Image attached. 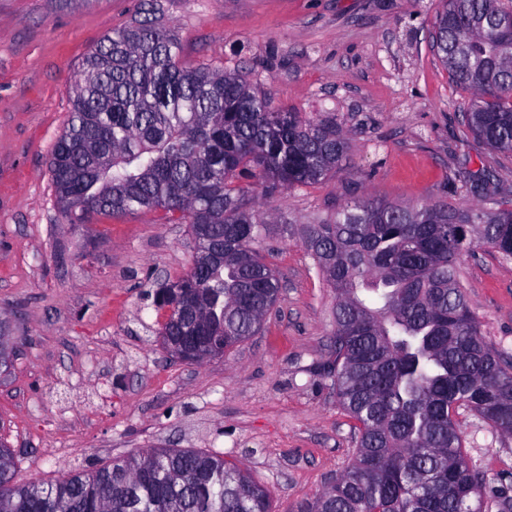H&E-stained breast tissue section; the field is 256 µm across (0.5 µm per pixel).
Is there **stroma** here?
<instances>
[{"mask_svg": "<svg viewBox=\"0 0 512 512\" xmlns=\"http://www.w3.org/2000/svg\"><path fill=\"white\" fill-rule=\"evenodd\" d=\"M157 4L187 64L235 68L274 107L332 117L349 140L320 183L262 198L275 220L258 245L281 291L261 331L187 364L154 330L148 296L189 268L187 225L163 210L67 223L49 171L74 76L104 35ZM440 0H0V440L16 483H54L135 451L223 454L299 506L349 463L358 425L327 376L330 288L282 222L310 224L369 197L402 206L512 208V155L458 123L470 93L431 48ZM495 177L492 199L469 175ZM458 274L485 338L512 362V259L482 247ZM457 419L488 493L512 500V437L468 410Z\"/></svg>", "mask_w": 512, "mask_h": 512, "instance_id": "1", "label": "stroma"}]
</instances>
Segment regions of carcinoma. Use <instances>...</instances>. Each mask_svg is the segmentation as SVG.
Returning a JSON list of instances; mask_svg holds the SVG:
<instances>
[{
  "instance_id": "carcinoma-1",
  "label": "carcinoma",
  "mask_w": 512,
  "mask_h": 512,
  "mask_svg": "<svg viewBox=\"0 0 512 512\" xmlns=\"http://www.w3.org/2000/svg\"><path fill=\"white\" fill-rule=\"evenodd\" d=\"M434 54L472 94L460 124L512 154V0H443ZM51 151L69 224L163 209L189 225L191 264L165 303L159 336H222L224 352L259 331L280 283L255 244L272 215L248 196L320 182L349 143L333 118L273 109L235 68L189 66L149 13L85 58ZM332 288L334 363L357 421L351 465L300 512H466L486 486L456 422L466 408L512 436V363L482 336L457 274L463 253L512 259V210L362 200L299 228ZM0 442V512H271L270 492L223 456L155 449L54 485L13 484Z\"/></svg>"
}]
</instances>
